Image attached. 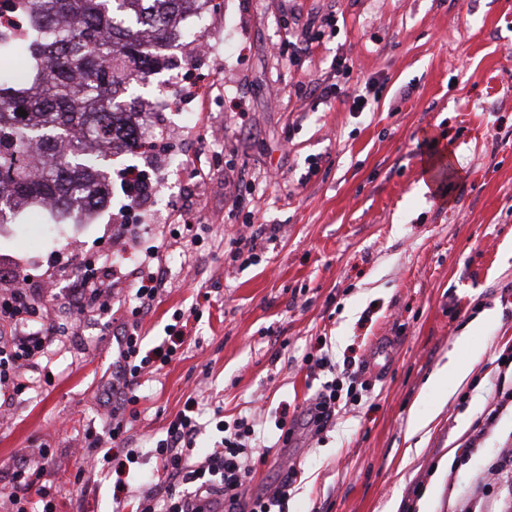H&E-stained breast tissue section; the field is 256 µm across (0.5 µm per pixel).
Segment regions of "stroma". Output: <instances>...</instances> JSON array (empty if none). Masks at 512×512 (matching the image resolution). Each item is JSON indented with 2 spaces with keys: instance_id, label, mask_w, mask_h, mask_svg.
<instances>
[{
  "instance_id": "35a3bbf8",
  "label": "stroma",
  "mask_w": 512,
  "mask_h": 512,
  "mask_svg": "<svg viewBox=\"0 0 512 512\" xmlns=\"http://www.w3.org/2000/svg\"><path fill=\"white\" fill-rule=\"evenodd\" d=\"M202 23L208 52L175 41L131 86L154 144L113 157L102 205L61 224H0V270L43 283L54 321L75 264L116 245L134 255L110 283L124 306L137 259L169 237L168 213L183 214L201 240L163 254L167 284L140 319L152 347L174 313H190L182 356L141 377L127 447L80 473L85 434L107 429L95 397L116 348L108 314H84L50 367L28 368L39 389L12 397L0 468L27 461L55 487L57 512L136 507L158 478L155 442L188 397L206 399L200 462L221 438L214 408L229 421L313 394L302 358L323 336L333 363L385 373L322 432L296 429L285 445L268 432L267 461L245 459L249 496L294 467L288 512H496L486 474L512 447V411L484 435L476 423L503 388L493 361L512 348V0H216ZM334 82L366 94V110L313 91ZM432 140L454 166L447 192L421 194ZM131 164L152 191L182 184L167 207L146 205L151 230L135 243L122 236L117 177ZM252 219L269 230L248 265L230 228ZM451 364L467 380L434 386ZM415 416L428 425L412 436ZM130 450L139 462L118 479Z\"/></svg>"
}]
</instances>
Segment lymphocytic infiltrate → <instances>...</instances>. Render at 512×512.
I'll use <instances>...</instances> for the list:
<instances>
[{"mask_svg": "<svg viewBox=\"0 0 512 512\" xmlns=\"http://www.w3.org/2000/svg\"><path fill=\"white\" fill-rule=\"evenodd\" d=\"M192 245V240L181 239L175 234L162 239L159 246L153 247L140 260L134 298L129 306L131 317L121 322V334L116 338L118 354L112 362V377L103 403L108 431L103 437L88 435V448L100 447L106 438L113 446H125V411L137 401L135 389L141 375L149 368L169 365L180 351L183 336L174 326L169 327L168 338L158 350H144L138 319L165 285L161 269L155 266L161 251L179 249L186 252ZM14 280V288L0 292V394L23 393L26 386L20 381L22 369L41 359H52L57 347L64 344L70 333L68 324L40 322L37 290L29 287L25 276L15 275ZM63 299V308L69 314L109 308L106 285L92 268L86 269L83 278L67 288ZM303 362L309 371H328L329 378L321 382L308 404L295 408L292 417L276 418L274 425L283 441L291 439L295 432L294 423L301 419L307 420L315 429H323L348 401L357 399L360 393L358 373L337 370L325 353L322 341H315ZM198 404V399H191L189 405L169 422L165 437L157 440L155 458L162 480L145 497L141 512H213L210 495L215 491L224 496V512H237L242 499L247 497V470L242 459L246 454L261 452V423L256 418L242 416L229 425L223 416H215V428L222 434L221 442L203 463L196 466L191 463L190 454L200 431L195 411ZM9 479L11 512H27L28 504L35 500L42 503V512H55L49 486L36 483L28 466H15Z\"/></svg>", "mask_w": 512, "mask_h": 512, "instance_id": "1", "label": "lymphocytic infiltrate"}]
</instances>
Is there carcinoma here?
<instances>
[{"mask_svg":"<svg viewBox=\"0 0 512 512\" xmlns=\"http://www.w3.org/2000/svg\"><path fill=\"white\" fill-rule=\"evenodd\" d=\"M13 2L26 26L0 36V212L43 201L59 218L93 210L110 157L137 141L127 63L149 73L156 47L188 37L187 4L208 0Z\"/></svg>","mask_w":512,"mask_h":512,"instance_id":"1","label":"carcinoma"}]
</instances>
